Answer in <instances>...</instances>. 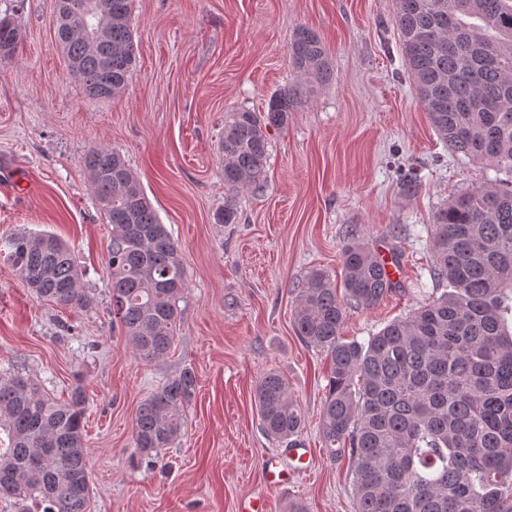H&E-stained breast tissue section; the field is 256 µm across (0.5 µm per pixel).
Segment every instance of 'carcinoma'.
<instances>
[{"instance_id": "cac0c4a2", "label": "carcinoma", "mask_w": 512, "mask_h": 512, "mask_svg": "<svg viewBox=\"0 0 512 512\" xmlns=\"http://www.w3.org/2000/svg\"><path fill=\"white\" fill-rule=\"evenodd\" d=\"M92 0H57L55 33L69 75L92 100L122 94L136 64L131 0H105L109 38L91 53L79 35L98 21ZM405 70L448 150L495 171L512 172V0H395ZM20 29L0 18V63L10 62ZM298 80L266 109L224 116V208L236 224V197L266 180L268 129L288 124L302 97L333 77L318 34L295 29L289 50ZM112 226L106 268L112 320L135 356L163 359L175 340L187 287L181 250L125 158L92 147L82 158ZM432 296L365 342L346 340L347 308L369 309L396 288L378 253L359 241L342 247V288L311 271L294 310L298 336L330 362L321 413L331 462L348 456L355 512H512V187L464 190L441 207L430 239ZM0 259L35 294L58 306L89 308L70 248L55 236L20 231L0 237ZM196 389L183 369L139 404L133 457L153 466L181 435ZM81 387L58 402L35 380L0 378V497L16 512H87L89 469ZM263 432L300 444L306 416L276 371L255 387Z\"/></svg>"}]
</instances>
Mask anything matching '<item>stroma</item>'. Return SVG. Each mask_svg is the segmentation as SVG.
<instances>
[{"instance_id": "35a3bbf8", "label": "stroma", "mask_w": 512, "mask_h": 512, "mask_svg": "<svg viewBox=\"0 0 512 512\" xmlns=\"http://www.w3.org/2000/svg\"><path fill=\"white\" fill-rule=\"evenodd\" d=\"M395 0H132L137 66L120 96L88 100L55 41L56 0H0L22 33L0 63V234L47 232L67 241L90 309L37 298L0 262V376L37 381L58 399L88 398L89 512H237L261 488V466L285 446L260 427L258 378L283 375L307 418L309 468L270 495L308 512H354L348 460L326 458L320 429L329 362L294 331L307 274L342 276V247L358 240L397 256V288L351 311L341 334L366 340L405 316L435 283L429 241L455 194L512 175L451 154L402 66ZM322 38L332 82L272 130L268 179L224 205L226 112L263 111L295 82L298 26ZM93 147L122 153L177 241L187 288L164 359L144 363L112 327L106 270L111 226L82 165ZM418 177L416 194L401 185ZM398 237H389L393 225ZM191 368L196 391L180 437L149 467L133 457L139 403Z\"/></svg>"}]
</instances>
